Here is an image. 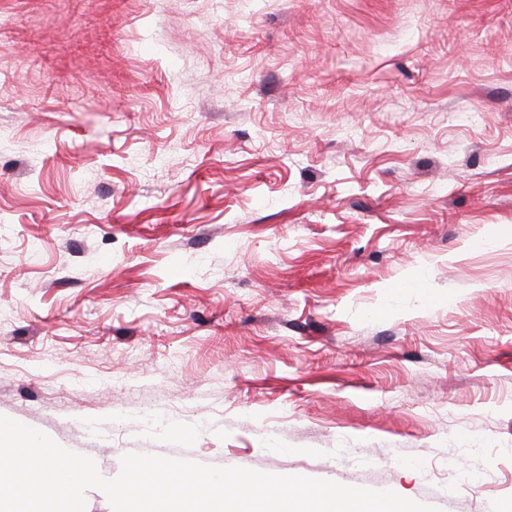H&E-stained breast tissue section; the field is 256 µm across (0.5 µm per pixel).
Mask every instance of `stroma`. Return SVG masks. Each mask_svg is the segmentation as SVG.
<instances>
[{"label":"stroma","mask_w":512,"mask_h":512,"mask_svg":"<svg viewBox=\"0 0 512 512\" xmlns=\"http://www.w3.org/2000/svg\"><path fill=\"white\" fill-rule=\"evenodd\" d=\"M506 224L512 0H0V416L106 478L507 512Z\"/></svg>","instance_id":"35a3bbf8"}]
</instances>
